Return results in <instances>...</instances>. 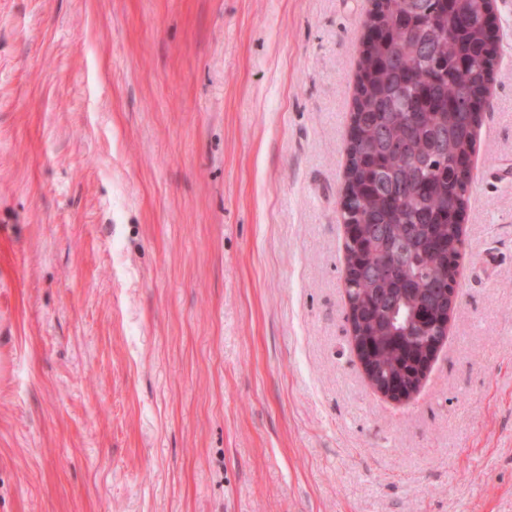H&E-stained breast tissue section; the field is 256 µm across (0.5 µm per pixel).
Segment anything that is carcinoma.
<instances>
[{
  "label": "carcinoma",
  "instance_id": "obj_1",
  "mask_svg": "<svg viewBox=\"0 0 512 512\" xmlns=\"http://www.w3.org/2000/svg\"><path fill=\"white\" fill-rule=\"evenodd\" d=\"M420 5L372 0L349 130L346 293L379 381L410 378L443 336L439 286L456 285L463 233L449 211L469 191L453 166L470 171L482 119L459 103L488 94L499 59L497 34L477 25L491 0Z\"/></svg>",
  "mask_w": 512,
  "mask_h": 512
}]
</instances>
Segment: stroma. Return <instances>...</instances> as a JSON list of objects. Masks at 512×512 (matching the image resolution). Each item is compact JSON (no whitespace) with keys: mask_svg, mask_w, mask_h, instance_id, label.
Wrapping results in <instances>:
<instances>
[{"mask_svg":"<svg viewBox=\"0 0 512 512\" xmlns=\"http://www.w3.org/2000/svg\"><path fill=\"white\" fill-rule=\"evenodd\" d=\"M370 0H0V512H512V0L417 394L350 340Z\"/></svg>","mask_w":512,"mask_h":512,"instance_id":"1","label":"stroma"}]
</instances>
